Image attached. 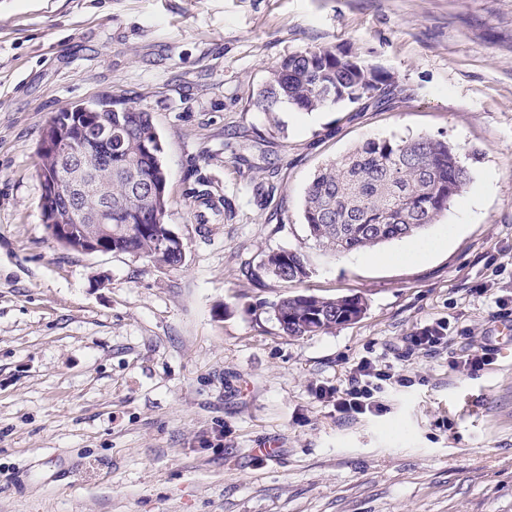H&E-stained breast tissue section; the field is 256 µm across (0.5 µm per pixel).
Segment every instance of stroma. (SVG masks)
Returning <instances> with one entry per match:
<instances>
[{"label": "stroma", "instance_id": "obj_1", "mask_svg": "<svg viewBox=\"0 0 512 512\" xmlns=\"http://www.w3.org/2000/svg\"><path fill=\"white\" fill-rule=\"evenodd\" d=\"M316 47L388 70L392 98L258 108L269 68ZM105 95L152 118L181 265L72 251L45 229L42 131ZM408 134L456 147L462 195L379 246L385 261L316 247L302 202L319 168ZM204 182L227 202L211 224L195 221ZM279 249L308 255L303 283L262 275ZM299 291L368 310L290 337L271 305ZM499 298L512 302V0H0V512H512V361L448 365L512 326ZM434 320L457 338L412 356L422 382L388 392V413L344 420L317 398ZM268 443L276 457H258Z\"/></svg>", "mask_w": 512, "mask_h": 512}]
</instances>
